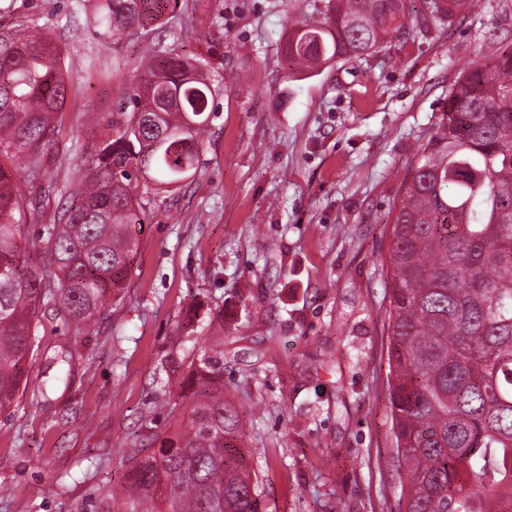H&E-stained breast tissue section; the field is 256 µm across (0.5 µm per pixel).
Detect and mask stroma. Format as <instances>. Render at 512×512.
<instances>
[{"mask_svg": "<svg viewBox=\"0 0 512 512\" xmlns=\"http://www.w3.org/2000/svg\"><path fill=\"white\" fill-rule=\"evenodd\" d=\"M324 0H177L149 32L104 46L82 0H14L0 30L48 35L70 91L64 185L125 103L141 59L171 47L221 79L196 174L171 192L134 173L139 250L125 288L79 335L43 315L28 389L0 413V512H123L128 443L148 409L191 396L175 364L224 335V393L246 421L265 512H398L388 391L389 216L468 65L512 43V0L303 75L285 46ZM77 341L70 382L50 357Z\"/></svg>", "mask_w": 512, "mask_h": 512, "instance_id": "1", "label": "stroma"}]
</instances>
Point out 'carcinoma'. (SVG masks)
Instances as JSON below:
<instances>
[{
    "label": "carcinoma",
    "instance_id": "1",
    "mask_svg": "<svg viewBox=\"0 0 512 512\" xmlns=\"http://www.w3.org/2000/svg\"><path fill=\"white\" fill-rule=\"evenodd\" d=\"M472 0H327L288 38L299 70L362 58L408 23H453ZM172 0H100L95 22L112 40L146 29ZM212 71L175 48L155 51L134 76L131 109L106 120L112 134L62 199L32 262L23 225L25 177L0 163V412L28 386L40 314L87 332L124 287L140 223L130 194L139 170L170 186L195 175L213 106ZM69 92L62 50L47 36L0 35V155L52 151ZM391 213L388 362L398 512H512V45L463 69L438 129L417 153ZM76 345H59L68 380ZM188 420L144 434L129 456L124 512H261L256 475L241 451L246 431L224 399V339L191 360Z\"/></svg>",
    "mask_w": 512,
    "mask_h": 512
}]
</instances>
